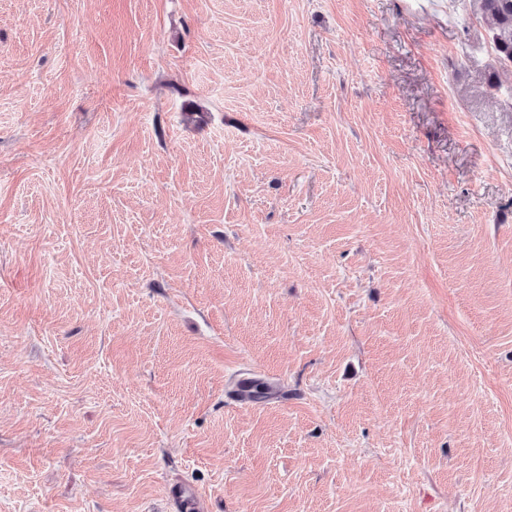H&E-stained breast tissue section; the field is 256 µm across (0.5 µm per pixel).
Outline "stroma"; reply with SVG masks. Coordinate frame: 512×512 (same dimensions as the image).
<instances>
[{"instance_id": "1", "label": "stroma", "mask_w": 512, "mask_h": 512, "mask_svg": "<svg viewBox=\"0 0 512 512\" xmlns=\"http://www.w3.org/2000/svg\"><path fill=\"white\" fill-rule=\"evenodd\" d=\"M511 87L476 0H0V512H512ZM199 502L194 490L177 487L171 491L170 504L174 512H194L198 509Z\"/></svg>"}]
</instances>
